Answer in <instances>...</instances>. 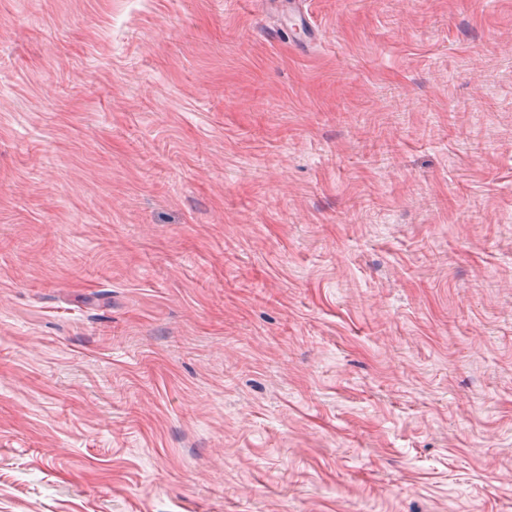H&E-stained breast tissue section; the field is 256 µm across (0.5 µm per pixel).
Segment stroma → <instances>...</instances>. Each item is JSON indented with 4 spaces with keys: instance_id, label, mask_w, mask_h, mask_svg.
<instances>
[{
    "instance_id": "1",
    "label": "stroma",
    "mask_w": 512,
    "mask_h": 512,
    "mask_svg": "<svg viewBox=\"0 0 512 512\" xmlns=\"http://www.w3.org/2000/svg\"><path fill=\"white\" fill-rule=\"evenodd\" d=\"M0 512H512V0H0Z\"/></svg>"
}]
</instances>
